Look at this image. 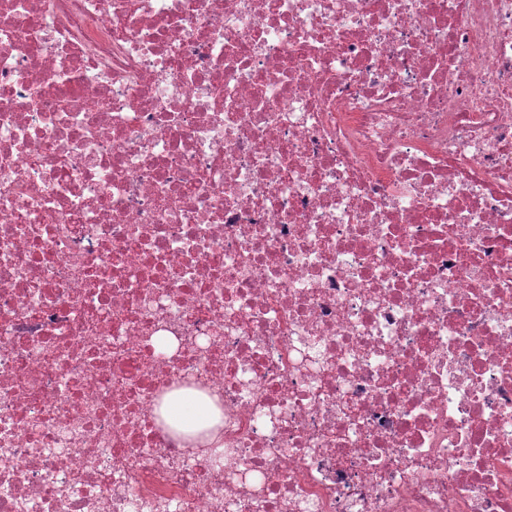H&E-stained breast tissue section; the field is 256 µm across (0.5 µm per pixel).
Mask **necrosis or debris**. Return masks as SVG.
I'll return each instance as SVG.
<instances>
[{
  "instance_id": "4bbe7bcc",
  "label": "necrosis or debris",
  "mask_w": 512,
  "mask_h": 512,
  "mask_svg": "<svg viewBox=\"0 0 512 512\" xmlns=\"http://www.w3.org/2000/svg\"><path fill=\"white\" fill-rule=\"evenodd\" d=\"M0 512H512V0H0ZM160 416L172 428L193 434L221 424L220 410L211 401L189 400L182 395L166 398Z\"/></svg>"
}]
</instances>
